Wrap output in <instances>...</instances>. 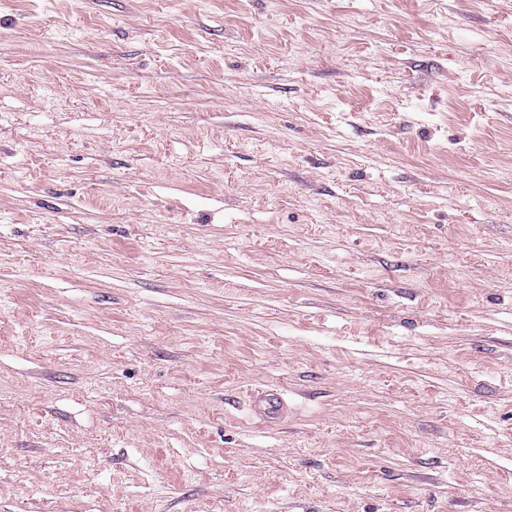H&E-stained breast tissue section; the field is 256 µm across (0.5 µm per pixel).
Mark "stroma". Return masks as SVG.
I'll return each mask as SVG.
<instances>
[{
  "label": "stroma",
  "mask_w": 512,
  "mask_h": 512,
  "mask_svg": "<svg viewBox=\"0 0 512 512\" xmlns=\"http://www.w3.org/2000/svg\"><path fill=\"white\" fill-rule=\"evenodd\" d=\"M0 512H512V0H0ZM252 414L263 422L284 414V406L273 390L258 391L252 400Z\"/></svg>",
  "instance_id": "35a3bbf8"
}]
</instances>
